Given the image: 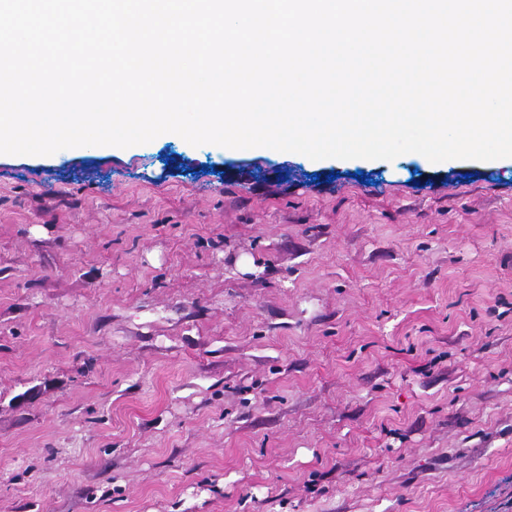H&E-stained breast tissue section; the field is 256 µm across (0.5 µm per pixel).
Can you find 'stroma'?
<instances>
[{"instance_id": "obj_1", "label": "stroma", "mask_w": 512, "mask_h": 512, "mask_svg": "<svg viewBox=\"0 0 512 512\" xmlns=\"http://www.w3.org/2000/svg\"><path fill=\"white\" fill-rule=\"evenodd\" d=\"M0 512H512V160L0 155Z\"/></svg>"}]
</instances>
